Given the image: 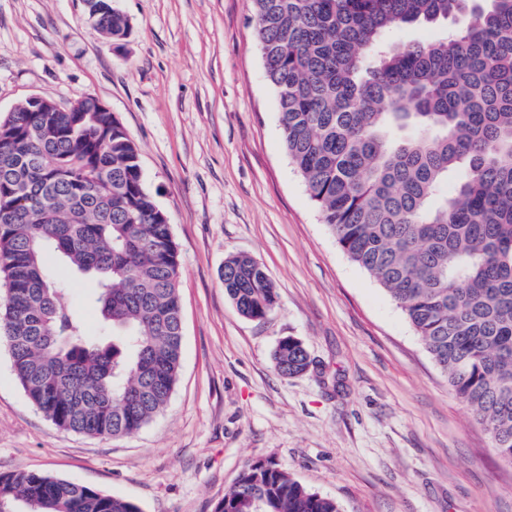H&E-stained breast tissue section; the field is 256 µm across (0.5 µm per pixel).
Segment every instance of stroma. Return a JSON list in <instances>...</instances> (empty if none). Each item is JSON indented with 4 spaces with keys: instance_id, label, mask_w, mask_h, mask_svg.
Instances as JSON below:
<instances>
[{
    "instance_id": "obj_1",
    "label": "stroma",
    "mask_w": 512,
    "mask_h": 512,
    "mask_svg": "<svg viewBox=\"0 0 512 512\" xmlns=\"http://www.w3.org/2000/svg\"><path fill=\"white\" fill-rule=\"evenodd\" d=\"M116 46L87 0H0V121L40 96L92 95L134 139L180 252L183 349L166 409L137 433L57 428L0 344V473L41 471L140 512H213L244 466L271 461L342 512H512V465L448 386L406 315L322 223L291 163L251 0H112ZM261 264L265 319L224 293L226 257ZM90 332V282L49 263ZM316 370L281 376L279 340ZM110 0H91V15L94 17L103 34L113 43L124 41L130 34L127 19L109 6Z\"/></svg>"
}]
</instances>
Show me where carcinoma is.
<instances>
[{"mask_svg":"<svg viewBox=\"0 0 512 512\" xmlns=\"http://www.w3.org/2000/svg\"><path fill=\"white\" fill-rule=\"evenodd\" d=\"M286 153L338 245L405 312L455 395L512 464V0H251ZM103 34L130 25L91 0ZM451 21L423 42L392 32ZM454 193L442 192L448 182ZM93 278L89 334L49 255ZM178 246L137 147L96 98L25 101L0 124V341L29 402L88 436L137 433L168 405L183 327ZM224 292L248 319L278 295L231 255ZM304 343L281 339L299 375ZM139 512L44 472L0 473V512ZM214 512H341L272 462L246 465Z\"/></svg>","mask_w":512,"mask_h":512,"instance_id":"1","label":"carcinoma"}]
</instances>
